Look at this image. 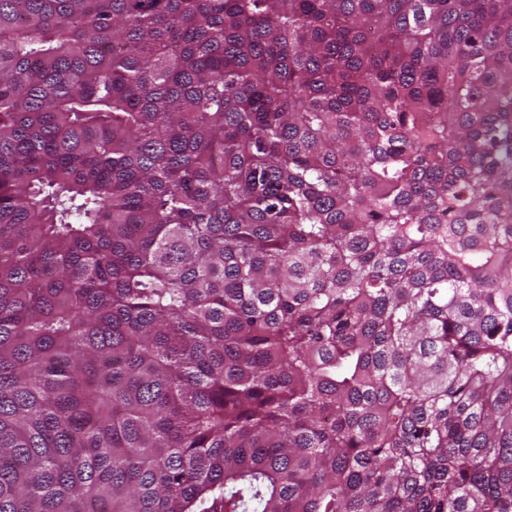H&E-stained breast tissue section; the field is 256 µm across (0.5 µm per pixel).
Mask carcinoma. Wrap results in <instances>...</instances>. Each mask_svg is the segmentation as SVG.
<instances>
[{"label": "carcinoma", "mask_w": 512, "mask_h": 512, "mask_svg": "<svg viewBox=\"0 0 512 512\" xmlns=\"http://www.w3.org/2000/svg\"><path fill=\"white\" fill-rule=\"evenodd\" d=\"M0 512H512V0H0Z\"/></svg>", "instance_id": "carcinoma-1"}]
</instances>
